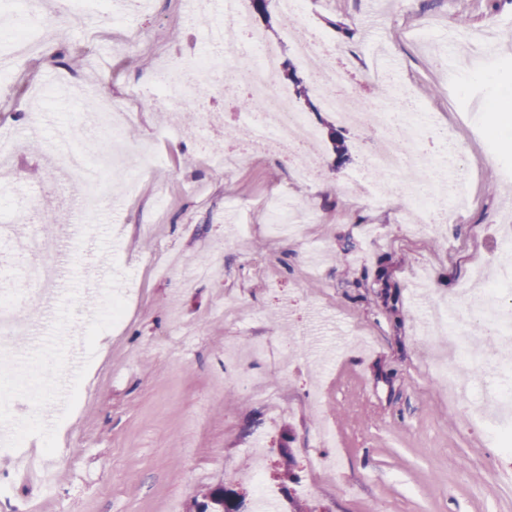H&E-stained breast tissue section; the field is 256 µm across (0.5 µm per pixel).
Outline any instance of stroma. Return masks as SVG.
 I'll list each match as a JSON object with an SVG mask.
<instances>
[{
  "instance_id": "stroma-1",
  "label": "stroma",
  "mask_w": 512,
  "mask_h": 512,
  "mask_svg": "<svg viewBox=\"0 0 512 512\" xmlns=\"http://www.w3.org/2000/svg\"><path fill=\"white\" fill-rule=\"evenodd\" d=\"M79 7L92 32L60 35L50 22L23 27L19 0L0 6V34L24 28L60 42L53 57L31 53L0 70V291L29 288L47 216L86 227L68 244V291L26 304L41 344L37 334L14 337L0 369V384L18 365L31 375L27 396L0 407V444L23 433L46 471L27 475L0 451V480L11 486L0 512H193L211 486L249 501L253 484L233 474L249 469L258 438L268 450L263 479L283 512H512V451L495 446L479 413L449 399L438 370L453 344L419 339L434 305L466 306L462 288L477 268L495 267L512 217V116L493 115L512 104V0L306 4L304 21L353 64L348 90L384 112L419 113L431 157L458 159L439 176L466 190L468 208L419 231L396 181L379 208L348 192V177L389 133L340 124L317 94L296 97L311 80L274 0L262 13L247 7L245 27L277 44L273 82L318 132L323 176L313 183L296 177L281 150L256 151L229 170L211 165L204 150L237 145L224 131L247 120L223 97L198 104L215 114L217 140L200 134L196 117L181 122L180 137H163L171 114L142 74L204 52L212 9L189 28L184 0ZM131 29L137 47L113 56ZM378 50L391 71L384 89L366 69ZM91 81L137 108L124 140L154 156L134 194L121 179L98 180L119 212L110 224L103 206L86 209L70 193L53 152L70 113L95 112L96 99L73 94ZM275 201L292 205L294 233L269 223ZM93 238L112 278L89 297L80 286ZM116 296L127 313L115 324L104 309ZM105 333L112 341L95 373L70 378L63 414H44L54 389L41 365L61 371L73 344ZM288 456L293 481L281 475Z\"/></svg>"
}]
</instances>
